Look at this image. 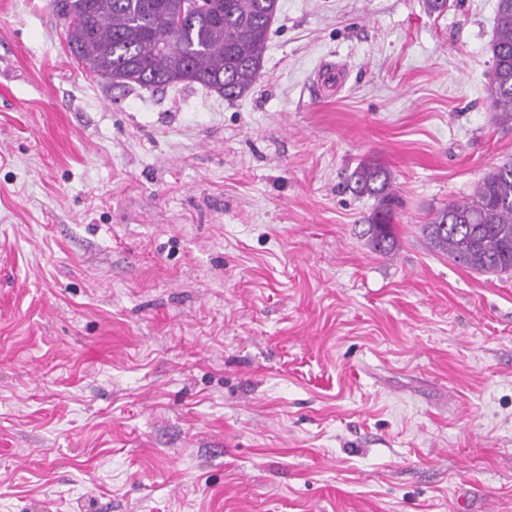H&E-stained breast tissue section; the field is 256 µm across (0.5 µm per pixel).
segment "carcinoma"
<instances>
[{
  "label": "carcinoma",
  "instance_id": "obj_1",
  "mask_svg": "<svg viewBox=\"0 0 512 512\" xmlns=\"http://www.w3.org/2000/svg\"><path fill=\"white\" fill-rule=\"evenodd\" d=\"M65 22L71 55L90 74L137 89L199 84L233 99L249 93L263 74L279 0H51ZM491 108L512 120V0H497L491 45ZM355 195L377 200L366 234L372 248L396 247L391 224L395 195L388 171L371 160L353 172ZM423 231L438 250L479 274L512 273V161L489 171L472 197L439 210Z\"/></svg>",
  "mask_w": 512,
  "mask_h": 512
}]
</instances>
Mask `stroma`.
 <instances>
[{
    "mask_svg": "<svg viewBox=\"0 0 512 512\" xmlns=\"http://www.w3.org/2000/svg\"><path fill=\"white\" fill-rule=\"evenodd\" d=\"M279 7L227 100L0 0V512H512V275L423 232L512 160L497 0ZM496 36L491 45L493 75L488 94L493 112L512 120V0H498ZM349 188L355 195H369L377 200V212L372 224L368 225L366 234L375 251L389 254L396 247V238L391 224L395 195L391 188L390 174L376 162L371 160L363 162L353 172Z\"/></svg>",
    "mask_w": 512,
    "mask_h": 512,
    "instance_id": "obj_1",
    "label": "stroma"
}]
</instances>
